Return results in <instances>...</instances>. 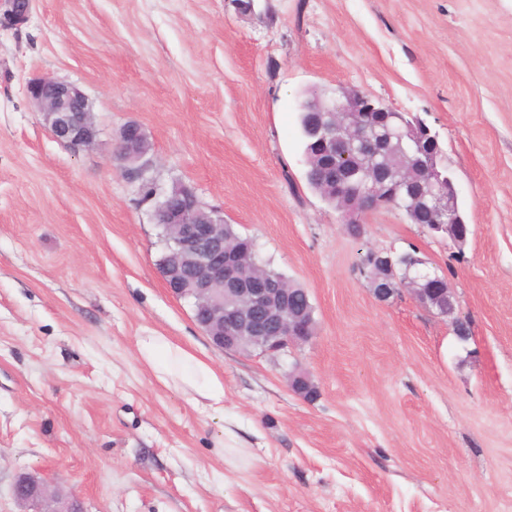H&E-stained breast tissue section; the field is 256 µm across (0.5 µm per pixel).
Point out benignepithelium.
Wrapping results in <instances>:
<instances>
[{
  "label": "benign epithelium",
  "instance_id": "benign-epithelium-1",
  "mask_svg": "<svg viewBox=\"0 0 512 512\" xmlns=\"http://www.w3.org/2000/svg\"><path fill=\"white\" fill-rule=\"evenodd\" d=\"M31 7L32 0H0V24L25 23ZM27 95L56 141L73 148L96 145L99 131L92 108L78 86L36 77L28 83ZM309 136L306 161L313 169L348 143L364 147L361 166L326 167L319 174L321 188L336 197L342 223L350 232H360L372 212L397 204L403 187L420 205L423 223L432 231L448 233L459 245L467 241L470 230L459 225L456 189L442 163V147L425 123L411 122L381 100L340 87L333 100L311 104ZM114 152L132 180L143 179L153 163L148 138L134 122L122 127ZM189 194L183 184L172 186L154 212L155 223L166 234L163 278L174 295L193 299L194 319L213 344L225 350L253 347L275 353L311 341L315 322L306 312L295 313L288 306L296 289L260 278L240 265L224 243V218L183 204L182 197ZM424 265L421 258L399 273L390 252L370 251L367 266L373 294L386 301L402 286L422 307L448 318L459 341H468L470 328L457 316L454 292ZM289 386L304 399L315 395L303 374H289ZM12 493L32 512H83L77 499L62 497L32 474L20 475Z\"/></svg>",
  "mask_w": 512,
  "mask_h": 512
}]
</instances>
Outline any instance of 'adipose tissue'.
Wrapping results in <instances>:
<instances>
[{"instance_id":"1","label":"adipose tissue","mask_w":512,"mask_h":512,"mask_svg":"<svg viewBox=\"0 0 512 512\" xmlns=\"http://www.w3.org/2000/svg\"><path fill=\"white\" fill-rule=\"evenodd\" d=\"M138 351L161 382L183 385L195 391L207 408L223 409L224 384L206 362L162 336L140 337Z\"/></svg>"}]
</instances>
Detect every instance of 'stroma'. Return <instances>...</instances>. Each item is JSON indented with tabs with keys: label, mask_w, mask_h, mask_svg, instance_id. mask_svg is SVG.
Instances as JSON below:
<instances>
[{
	"label": "stroma",
	"mask_w": 512,
	"mask_h": 512,
	"mask_svg": "<svg viewBox=\"0 0 512 512\" xmlns=\"http://www.w3.org/2000/svg\"><path fill=\"white\" fill-rule=\"evenodd\" d=\"M37 75L86 93L96 147L52 137ZM339 85L437 135L464 246L395 209L352 236L307 186L299 102ZM129 122L158 190L192 187L307 290L309 343L220 349L167 290L112 153ZM369 249L445 273L469 340L378 301ZM150 333L211 365L223 412L157 379ZM23 473L85 512H512V0H33L0 27V512Z\"/></svg>",
	"instance_id": "35a3bbf8"
}]
</instances>
